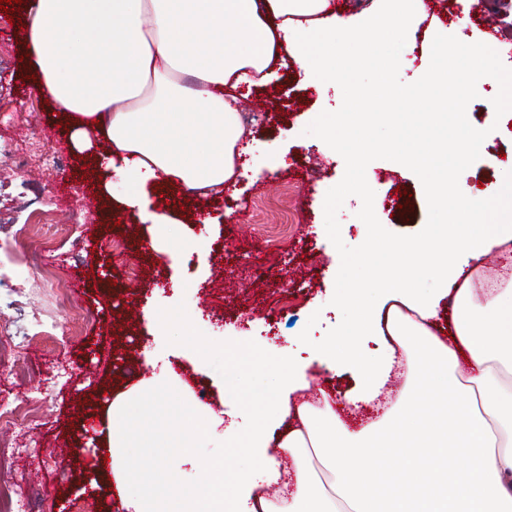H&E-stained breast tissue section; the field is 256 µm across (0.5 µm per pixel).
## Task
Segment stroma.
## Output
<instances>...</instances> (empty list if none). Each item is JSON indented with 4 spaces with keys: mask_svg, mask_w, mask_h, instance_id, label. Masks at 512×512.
<instances>
[{
    "mask_svg": "<svg viewBox=\"0 0 512 512\" xmlns=\"http://www.w3.org/2000/svg\"><path fill=\"white\" fill-rule=\"evenodd\" d=\"M481 11L468 19L460 0H431L416 23L417 40L401 53L400 80L411 83L427 71L439 33L466 43L494 41L503 64L512 68V0H484ZM11 30L0 21V145L25 153L33 129L48 138L60 164L48 170L33 160L18 167L0 157V236L27 227L23 247L0 268L6 275L0 323L10 327L9 335H0V403L38 411L28 430L0 429V489L42 491L41 512H73V503L83 499L93 502L94 512H107L118 497L111 467L99 464L107 445L106 395L168 364L187 384L202 386L205 404L233 424L228 439L199 437L192 456L175 461L187 484L199 481L206 461L228 455L226 440L248 431L255 403L277 392L275 375L259 368L225 381V354H292L351 427L390 411L387 403L348 406L343 396L354 385L352 375L326 370L307 346L341 321L331 303L340 255L327 236L323 205L345 163L305 132L319 113L340 107V88L317 91L292 53L280 50L271 81L238 89L241 142L250 149L251 169L221 195H186L177 223L158 240L155 226L111 215L99 199L97 173L77 164L62 113L33 95L34 59ZM494 95L482 91L467 108L471 123L489 135L480 158L459 178L464 191L480 186L490 194L512 178V163L495 159L498 152L512 153V134L495 123ZM281 153L287 165L279 169ZM367 171L376 177L380 223L400 235L420 232L428 206L416 175L387 159L370 162ZM92 196L96 209L60 224L62 205ZM34 251L49 270L36 281L21 274ZM126 256L140 267V281L128 277ZM73 276L83 283L86 324L51 341L33 337L34 318L64 323L59 291ZM148 309L155 322L145 318ZM42 438L63 448L59 464L67 480L17 454V447Z\"/></svg>",
    "mask_w": 512,
    "mask_h": 512,
    "instance_id": "35a3bbf8",
    "label": "stroma"
}]
</instances>
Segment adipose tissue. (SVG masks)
Returning <instances> with one entry per match:
<instances>
[{
	"instance_id": "1",
	"label": "adipose tissue",
	"mask_w": 512,
	"mask_h": 512,
	"mask_svg": "<svg viewBox=\"0 0 512 512\" xmlns=\"http://www.w3.org/2000/svg\"><path fill=\"white\" fill-rule=\"evenodd\" d=\"M24 9L22 40L39 71L34 90L68 115L71 149L95 159L104 192L120 179L122 209L164 225L175 216L150 210L152 186L217 195L235 177L236 90L271 79L278 43L322 91L339 79L337 62L366 53L369 30L412 40L410 20L426 4L377 0L360 19L344 16L335 0H25ZM430 194L437 211L455 209L467 223L381 243L389 256L413 259L415 273L338 296L360 308L340 335L380 337L378 349L365 356L331 340L311 348L330 369L351 372V395L366 402L382 393L397 350L422 349L429 384L443 398L437 410L421 415L403 388L392 419L354 431L329 397L291 404L308 380L289 358L239 353L225 364L227 378L241 365L261 366L276 374L279 394L236 441L235 465L207 462L202 482L186 485L170 459L189 455L199 436H223L224 420L177 395L175 375L145 379L108 409L125 512H512V384L499 374L512 371V278L488 289L480 272L488 253L512 241V179L492 198L460 197L440 181ZM446 300L453 314L444 340L432 327ZM450 393L455 403H445ZM273 445L295 482L277 508L254 494L258 483L282 477ZM315 458L326 481L314 474Z\"/></svg>"
}]
</instances>
